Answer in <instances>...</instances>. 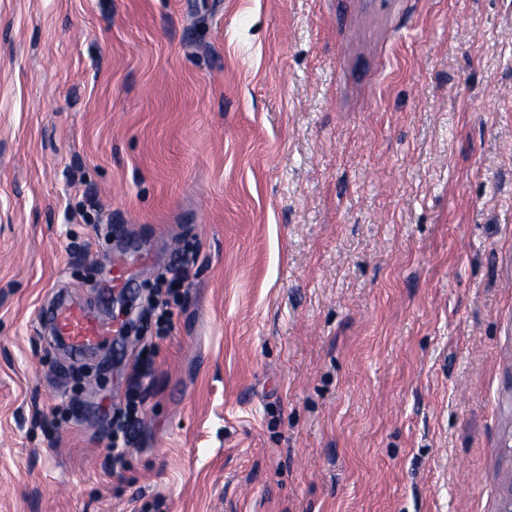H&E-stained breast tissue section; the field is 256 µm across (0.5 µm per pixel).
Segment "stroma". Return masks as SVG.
<instances>
[{"label":"stroma","instance_id":"stroma-1","mask_svg":"<svg viewBox=\"0 0 512 512\" xmlns=\"http://www.w3.org/2000/svg\"><path fill=\"white\" fill-rule=\"evenodd\" d=\"M63 292L125 334L72 358ZM510 474L512 0H0V512H497ZM155 353V343L150 340L143 343L139 354V362L142 364V373L133 384L132 390V401L134 399H141L140 402L144 401V396L150 390V380L145 382V379L150 376L152 372L153 357Z\"/></svg>","mask_w":512,"mask_h":512}]
</instances>
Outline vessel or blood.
Wrapping results in <instances>:
<instances>
[{
	"mask_svg": "<svg viewBox=\"0 0 512 512\" xmlns=\"http://www.w3.org/2000/svg\"><path fill=\"white\" fill-rule=\"evenodd\" d=\"M48 318L52 340L75 356L107 342L118 330L114 321L99 320L66 301L51 308Z\"/></svg>",
	"mask_w": 512,
	"mask_h": 512,
	"instance_id": "obj_1",
	"label": "vessel or blood"
}]
</instances>
